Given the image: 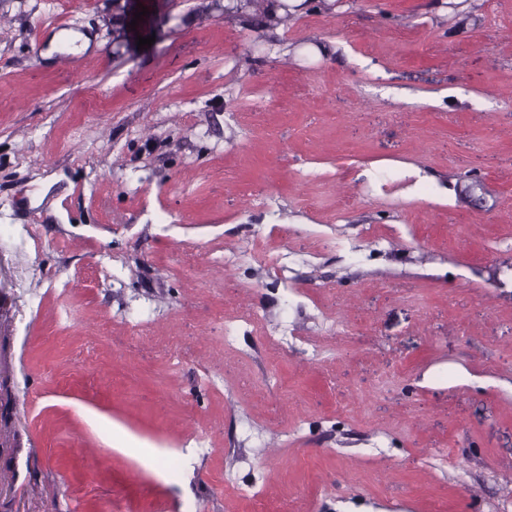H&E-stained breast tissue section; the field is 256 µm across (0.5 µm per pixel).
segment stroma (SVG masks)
Listing matches in <instances>:
<instances>
[{"label":"stroma","instance_id":"obj_1","mask_svg":"<svg viewBox=\"0 0 512 512\" xmlns=\"http://www.w3.org/2000/svg\"><path fill=\"white\" fill-rule=\"evenodd\" d=\"M224 5L0 0V512H512V0Z\"/></svg>","mask_w":512,"mask_h":512}]
</instances>
